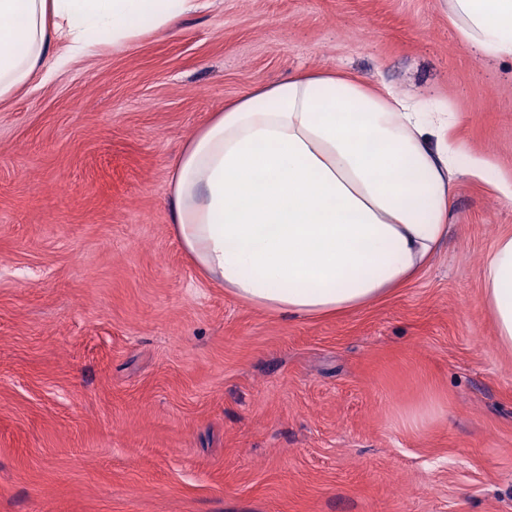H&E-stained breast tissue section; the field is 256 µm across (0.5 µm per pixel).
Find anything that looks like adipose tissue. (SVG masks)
<instances>
[{"label":"adipose tissue","instance_id":"1","mask_svg":"<svg viewBox=\"0 0 512 512\" xmlns=\"http://www.w3.org/2000/svg\"><path fill=\"white\" fill-rule=\"evenodd\" d=\"M197 0H0V100L42 68L123 45ZM477 55L512 58V0H445ZM448 115L346 74L263 85L216 113L171 173V226L197 270L240 301L315 318L359 309L413 281L448 235L456 182L512 204V180L447 138ZM483 300L512 349V234L489 254Z\"/></svg>","mask_w":512,"mask_h":512}]
</instances>
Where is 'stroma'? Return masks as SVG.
Instances as JSON below:
<instances>
[{
  "mask_svg": "<svg viewBox=\"0 0 512 512\" xmlns=\"http://www.w3.org/2000/svg\"><path fill=\"white\" fill-rule=\"evenodd\" d=\"M201 3L0 101V512H512V205L460 178L418 278L309 319L201 277L169 201L214 113L304 71L440 102L511 178L512 59L440 0ZM483 300L493 316L501 345L512 349V234L499 237L489 254Z\"/></svg>",
  "mask_w": 512,
  "mask_h": 512,
  "instance_id": "obj_1",
  "label": "stroma"
}]
</instances>
